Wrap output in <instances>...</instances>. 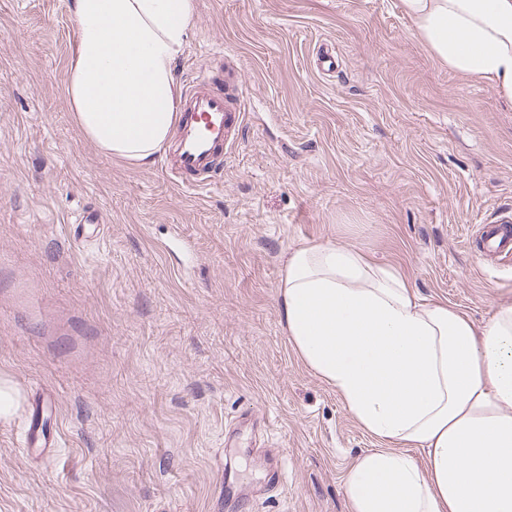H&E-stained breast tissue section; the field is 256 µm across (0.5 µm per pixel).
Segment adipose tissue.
Instances as JSON below:
<instances>
[{"mask_svg": "<svg viewBox=\"0 0 512 512\" xmlns=\"http://www.w3.org/2000/svg\"><path fill=\"white\" fill-rule=\"evenodd\" d=\"M441 62L512 105V0H402ZM67 95L100 150L141 164L177 120L173 62L193 0H72ZM296 354L380 448L350 468V512H512V299L477 324L354 247L303 244L278 285ZM420 449L414 458L412 449Z\"/></svg>", "mask_w": 512, "mask_h": 512, "instance_id": "1", "label": "adipose tissue"}]
</instances>
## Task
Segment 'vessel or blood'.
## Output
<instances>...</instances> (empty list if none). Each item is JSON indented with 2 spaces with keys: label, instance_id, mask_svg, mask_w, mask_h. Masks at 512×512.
<instances>
[{
  "label": "vessel or blood",
  "instance_id": "obj_1",
  "mask_svg": "<svg viewBox=\"0 0 512 512\" xmlns=\"http://www.w3.org/2000/svg\"><path fill=\"white\" fill-rule=\"evenodd\" d=\"M244 120L216 87L208 71H200L185 89L176 134L166 164L179 185L187 189L215 184L224 169V147ZM478 243L483 252L504 257L512 255V221L500 219L481 225ZM47 400L33 401L26 423V448L50 451L56 436L44 413Z\"/></svg>",
  "mask_w": 512,
  "mask_h": 512
}]
</instances>
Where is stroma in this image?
<instances>
[{"label": "stroma", "mask_w": 512, "mask_h": 512, "mask_svg": "<svg viewBox=\"0 0 512 512\" xmlns=\"http://www.w3.org/2000/svg\"><path fill=\"white\" fill-rule=\"evenodd\" d=\"M194 3L176 83L230 65L245 119L189 193L77 125L70 0H0V375L57 423L45 455L0 421V512H349L379 442L294 352L284 255L360 248L478 322L512 296L471 242L512 217V106L400 0ZM89 205L104 221L75 238Z\"/></svg>", "instance_id": "35a3bbf8"}]
</instances>
